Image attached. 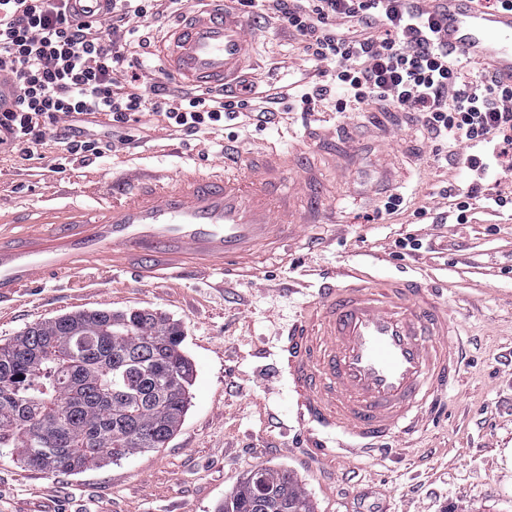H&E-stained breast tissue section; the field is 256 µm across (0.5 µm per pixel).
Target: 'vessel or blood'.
<instances>
[{
  "label": "vessel or blood",
  "mask_w": 512,
  "mask_h": 512,
  "mask_svg": "<svg viewBox=\"0 0 512 512\" xmlns=\"http://www.w3.org/2000/svg\"><path fill=\"white\" fill-rule=\"evenodd\" d=\"M448 18V46L512 78V9L487 14L469 0H434ZM257 50L251 19L203 0L157 44L164 74L186 86L232 91ZM347 133L322 136L337 169L351 160ZM293 190H284L287 170ZM130 190L113 186L98 207L49 203L38 217L15 213L0 226V303L51 276L96 266L141 284L214 270L248 274L261 253L304 237L309 225L332 224L331 186L303 153L246 159L228 145L213 169L134 172ZM291 348L295 419L304 435L334 438L310 449L312 460L390 454L423 416L440 417L462 369V322L424 282L337 269L297 316Z\"/></svg>",
  "instance_id": "1"
}]
</instances>
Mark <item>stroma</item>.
<instances>
[{"label": "stroma", "mask_w": 512, "mask_h": 512, "mask_svg": "<svg viewBox=\"0 0 512 512\" xmlns=\"http://www.w3.org/2000/svg\"><path fill=\"white\" fill-rule=\"evenodd\" d=\"M257 91L286 75L314 73L286 30L257 22ZM328 109L280 108L272 123L242 112L225 128L185 136L148 123L132 129L134 146L52 170L42 158L0 156V209L35 210L48 198L93 205L125 170L204 168L220 147L314 152L306 133L339 121ZM357 137L350 167L324 178L336 192V221L317 224L323 245L298 242L287 258L259 261L241 281L193 278L136 285L107 268L45 278L0 305V341L33 323L78 310L146 308L178 322L194 366L191 407L167 447L80 473L33 469L0 457V512H215L251 471L288 470L314 512H512V212L472 210L468 223L448 220L441 190L458 182L459 165L441 167L407 113L370 106L350 116ZM403 194L401 211L377 218L387 196ZM429 214L415 221L413 212ZM412 236L422 247L398 252ZM354 264L376 275L431 274L451 288L469 330L459 386L445 412L406 437L394 457L309 460L294 420L288 337L321 275Z\"/></svg>", "instance_id": "obj_1"}]
</instances>
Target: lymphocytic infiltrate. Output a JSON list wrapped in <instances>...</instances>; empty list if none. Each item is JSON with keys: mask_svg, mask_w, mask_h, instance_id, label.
I'll return each mask as SVG.
<instances>
[{"mask_svg": "<svg viewBox=\"0 0 512 512\" xmlns=\"http://www.w3.org/2000/svg\"><path fill=\"white\" fill-rule=\"evenodd\" d=\"M233 3L247 16L263 11L297 37L319 77L297 85V109L346 115L380 104L413 114L435 162L467 148L460 182L443 190L457 223L479 204L512 207V80L449 50L445 18L427 0ZM183 4L106 0L82 18L70 0H0V78L14 90L0 101V155L29 160L52 142L54 167L63 170L128 145L129 130L148 117L194 135L253 110L251 83L227 95H177L131 63V49L151 48L162 19Z\"/></svg>", "mask_w": 512, "mask_h": 512, "instance_id": "lymphocytic-infiltrate-1", "label": "lymphocytic infiltrate"}]
</instances>
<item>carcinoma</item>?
<instances>
[{
  "label": "carcinoma",
  "instance_id": "carcinoma-1",
  "mask_svg": "<svg viewBox=\"0 0 512 512\" xmlns=\"http://www.w3.org/2000/svg\"><path fill=\"white\" fill-rule=\"evenodd\" d=\"M181 327L148 309L82 310L0 343V452L81 472L163 448L189 409ZM217 512H313L287 471H253Z\"/></svg>",
  "mask_w": 512,
  "mask_h": 512
}]
</instances>
